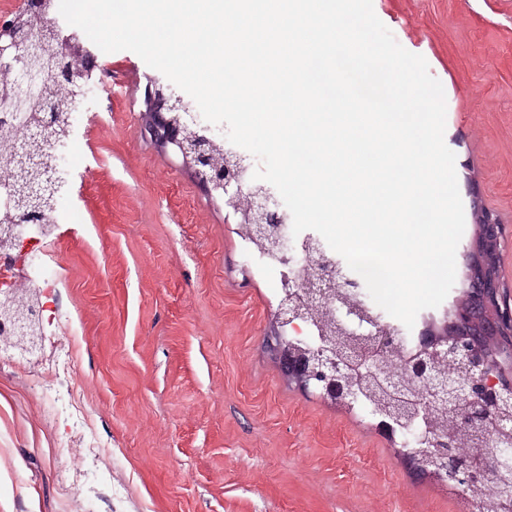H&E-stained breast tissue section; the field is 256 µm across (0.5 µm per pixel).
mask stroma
I'll return each mask as SVG.
<instances>
[{"instance_id": "obj_1", "label": "stroma", "mask_w": 512, "mask_h": 512, "mask_svg": "<svg viewBox=\"0 0 512 512\" xmlns=\"http://www.w3.org/2000/svg\"><path fill=\"white\" fill-rule=\"evenodd\" d=\"M373 9L443 86L461 199L479 192L498 216L512 290V0ZM97 63L61 150L56 285L22 290L43 306L39 345L0 338V512H471L364 410L288 383L267 342L278 272L257 269L223 197L145 137L155 69L129 50ZM66 343L51 408L33 380ZM84 432L100 450L76 473L57 446Z\"/></svg>"}]
</instances>
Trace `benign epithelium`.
<instances>
[{
    "label": "benign epithelium",
    "instance_id": "obj_1",
    "mask_svg": "<svg viewBox=\"0 0 512 512\" xmlns=\"http://www.w3.org/2000/svg\"><path fill=\"white\" fill-rule=\"evenodd\" d=\"M16 19L0 23V74L10 76L19 91L28 92L41 83V72L28 59L49 51L50 45L37 42L15 27ZM56 59V81L65 87L77 84L87 86L96 68L94 54L82 45L67 40L60 42V49L53 54ZM141 113L143 130L160 149L173 147L182 157L183 164L193 171L199 183L210 189H221L225 204L231 207L240 223L247 226L255 242L268 241L279 245L285 222L279 197L266 185L248 178L251 167L249 157L224 151V161L211 160L215 137L205 136L197 130L187 131L194 125L190 108L182 98L175 97L168 86L158 80H148ZM56 118V112L47 113L46 122L35 126L28 137L13 144L12 155L29 165H39L36 157L48 154L47 129ZM9 202L23 214L38 216L43 207H56V200L47 193L42 182L8 186ZM472 218L478 224L463 254L460 287L465 289L468 301L448 310L445 329L448 340H425L409 359L403 371L383 369L380 354L398 348L396 338L382 334L378 327L363 334L373 343L340 356L336 350L321 344L304 355L295 354L277 345L275 355L289 375L299 379L302 386L312 388L320 395L343 403L356 402L363 386L351 383L358 376L368 384L390 395L396 407L418 403L410 398L412 384L419 383L434 404L451 405L459 412L456 428L440 434L419 429L418 444L407 454L420 466L434 467L435 482L454 486H476L471 477H487L490 473L484 459L467 460L458 448L457 432L476 423L493 424L498 433L495 447L501 449L495 465L512 468V415L504 423L497 420L503 407L512 406V357L508 367L494 365L484 343L500 339L512 350V295L505 289L501 265L487 268L482 260L486 251L501 255L503 226L498 217L482 203L478 194L470 203ZM28 225L16 224L7 228L0 238L3 245L25 246L32 241L27 236ZM317 266L288 283V298L275 312V324L285 328L299 319L330 309L338 289L343 285L359 286L357 280L346 276L341 267L329 266L323 257L313 259ZM36 309L25 305L12 289L0 291V333L13 336L21 342L35 345L34 327Z\"/></svg>",
    "mask_w": 512,
    "mask_h": 512
}]
</instances>
